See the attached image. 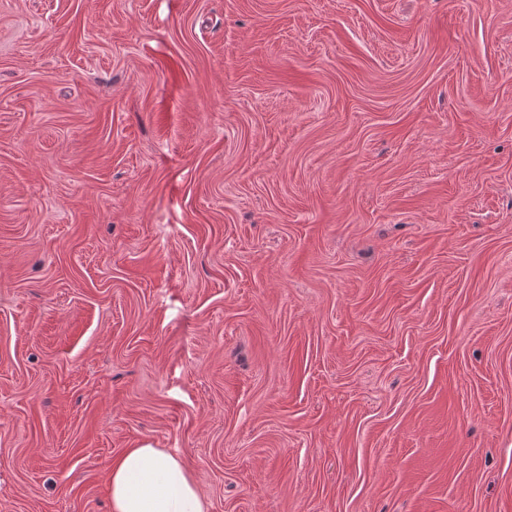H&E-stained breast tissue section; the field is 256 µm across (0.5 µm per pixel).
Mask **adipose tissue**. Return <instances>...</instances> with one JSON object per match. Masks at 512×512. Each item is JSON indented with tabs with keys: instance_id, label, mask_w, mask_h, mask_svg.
I'll return each instance as SVG.
<instances>
[{
	"instance_id": "obj_1",
	"label": "adipose tissue",
	"mask_w": 512,
	"mask_h": 512,
	"mask_svg": "<svg viewBox=\"0 0 512 512\" xmlns=\"http://www.w3.org/2000/svg\"><path fill=\"white\" fill-rule=\"evenodd\" d=\"M109 491L112 512H205L181 463L147 443L113 462Z\"/></svg>"
}]
</instances>
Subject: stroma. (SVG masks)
Here are the masks:
<instances>
[{
    "label": "stroma",
    "mask_w": 512,
    "mask_h": 512,
    "mask_svg": "<svg viewBox=\"0 0 512 512\" xmlns=\"http://www.w3.org/2000/svg\"><path fill=\"white\" fill-rule=\"evenodd\" d=\"M512 512V0H0V512ZM109 491L113 512H205L181 463L148 443L113 462Z\"/></svg>",
    "instance_id": "35a3bbf8"
}]
</instances>
